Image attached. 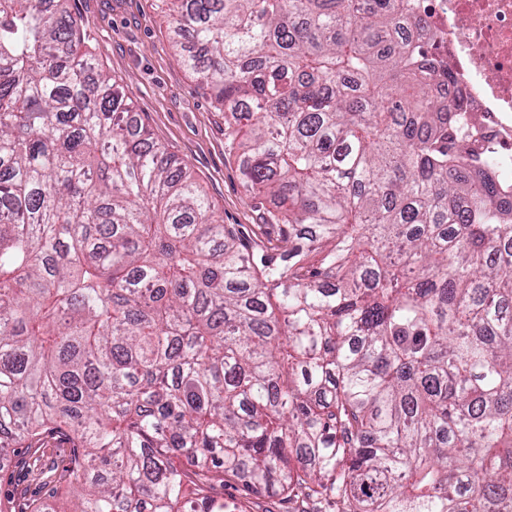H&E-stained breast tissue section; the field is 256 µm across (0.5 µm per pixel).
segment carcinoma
I'll return each mask as SVG.
<instances>
[{
    "mask_svg": "<svg viewBox=\"0 0 512 512\" xmlns=\"http://www.w3.org/2000/svg\"><path fill=\"white\" fill-rule=\"evenodd\" d=\"M275 204L255 257L79 50L0 0V451L66 512H512V187L449 132L405 0H159ZM68 438L57 431L47 432L33 448H11L0 455V499L11 511L28 510L32 503L44 502L57 512L69 507L65 484L53 481L72 455ZM211 495L218 501H236L243 503L246 512H286L287 504L274 498H268L263 496L249 495L245 497L242 492L241 484L234 483L233 481L225 482L222 484L215 485L211 491Z\"/></svg>",
    "mask_w": 512,
    "mask_h": 512,
    "instance_id": "cac0c4a2",
    "label": "carcinoma"
}]
</instances>
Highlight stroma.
Here are the masks:
<instances>
[{
  "mask_svg": "<svg viewBox=\"0 0 512 512\" xmlns=\"http://www.w3.org/2000/svg\"><path fill=\"white\" fill-rule=\"evenodd\" d=\"M70 9L100 68L131 99L151 139L188 165L216 216L238 225L255 248L275 241L279 228L265 219L272 204L254 198L225 150L224 120L172 48L159 0H71ZM71 455L68 438L57 431L34 447L0 455V504L27 512L44 502L65 512L66 487L53 475Z\"/></svg>",
  "mask_w": 512,
  "mask_h": 512,
  "instance_id": "stroma-1",
  "label": "stroma"
}]
</instances>
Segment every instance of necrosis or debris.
Instances as JSON below:
<instances>
[{
  "label": "necrosis or debris",
  "mask_w": 512,
  "mask_h": 512,
  "mask_svg": "<svg viewBox=\"0 0 512 512\" xmlns=\"http://www.w3.org/2000/svg\"><path fill=\"white\" fill-rule=\"evenodd\" d=\"M430 58L450 70L459 125L512 184V0H409Z\"/></svg>",
  "instance_id": "necrosis-or-debris-1"
}]
</instances>
